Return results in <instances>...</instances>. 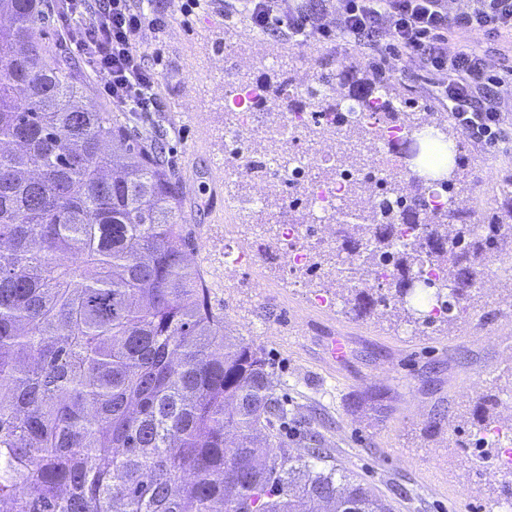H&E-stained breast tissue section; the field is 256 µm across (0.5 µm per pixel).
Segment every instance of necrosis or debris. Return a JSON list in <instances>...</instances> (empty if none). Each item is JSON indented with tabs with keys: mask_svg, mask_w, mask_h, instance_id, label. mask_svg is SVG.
Returning a JSON list of instances; mask_svg holds the SVG:
<instances>
[{
	"mask_svg": "<svg viewBox=\"0 0 512 512\" xmlns=\"http://www.w3.org/2000/svg\"><path fill=\"white\" fill-rule=\"evenodd\" d=\"M253 141L277 143V150L264 157L266 175L247 197L230 196L232 211H263L271 186L289 185L299 188L308 215L304 224L294 223L290 210L274 214L283 226V245L289 268L302 262L301 242L328 250L334 248V226L350 203L348 190L357 185H371L373 195L361 203L370 208L379 203V190L394 175H404L414 184L422 179L417 165L393 154L388 143H373L369 149L372 163L360 170L338 166L336 160L347 150L348 140L337 138L333 114L314 109L308 112H283L273 121L258 119L256 112L237 113L224 127V151L235 160H242L244 144Z\"/></svg>",
	"mask_w": 512,
	"mask_h": 512,
	"instance_id": "necrosis-or-debris-1",
	"label": "necrosis or debris"
}]
</instances>
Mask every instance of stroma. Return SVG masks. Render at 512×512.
Instances as JSON below:
<instances>
[{"label":"stroma","mask_w":512,"mask_h":512,"mask_svg":"<svg viewBox=\"0 0 512 512\" xmlns=\"http://www.w3.org/2000/svg\"><path fill=\"white\" fill-rule=\"evenodd\" d=\"M170 12L162 38L146 34V47L161 45L156 92L164 111L146 124L117 114L129 132L162 129L165 167L180 182L183 234L189 264L203 276L210 302L233 335L259 346L268 359L276 394L288 403L282 431L291 455H303L305 431L319 432L328 461L391 501L394 512H488L501 502L503 470L467 446L475 414L488 409L497 425L512 412V274L506 261L482 276L490 292L474 288L452 325L415 326L396 317L351 315L350 293L328 285L323 273L306 276L308 288L288 286L282 247L249 235L248 213L226 214L229 194H250L235 164L224 161V83H254L283 72L296 82L336 77L339 64L356 78L369 76L364 49L288 39L254 31L245 15L224 17V0H212L190 19L172 0H152ZM449 48H466L501 73L512 72V35L476 31L452 36ZM384 90L416 111L446 117L430 74L394 62ZM458 142L466 160L465 195L475 214L496 205L494 191L512 174V124L502 141L484 149L469 136ZM235 224L254 254V266L224 282V227ZM343 354L331 358V341ZM441 427H434L435 418Z\"/></svg>","instance_id":"obj_1"}]
</instances>
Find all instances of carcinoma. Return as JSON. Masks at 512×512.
<instances>
[{
	"label": "carcinoma",
	"instance_id": "cac0c4a2",
	"mask_svg": "<svg viewBox=\"0 0 512 512\" xmlns=\"http://www.w3.org/2000/svg\"><path fill=\"white\" fill-rule=\"evenodd\" d=\"M0 17V501L12 512H391L322 448L272 453L288 407L262 351L225 330L185 259L164 143L86 102L42 41L41 0H0ZM350 90L381 112L359 140L411 120L361 81ZM449 132L424 144L448 158L443 209L421 184L385 222L348 210L349 268L339 248L306 254L307 273L379 281L356 291L355 316L382 308L427 325L419 307L434 298L450 324L487 263L512 253V177L502 206L473 224ZM425 258L439 271L431 293L415 287Z\"/></svg>",
	"mask_w": 512,
	"mask_h": 512
}]
</instances>
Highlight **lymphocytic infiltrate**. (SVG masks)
<instances>
[{
    "mask_svg": "<svg viewBox=\"0 0 512 512\" xmlns=\"http://www.w3.org/2000/svg\"><path fill=\"white\" fill-rule=\"evenodd\" d=\"M244 10L253 27L289 38L362 42L365 32L368 66L376 77L387 74L390 59L401 58L436 75L441 99L448 101L454 124L476 142L496 143L504 123L495 96L501 78L469 50H452L454 33L485 30L512 34V0H470L449 12L446 0H327L318 7L289 6L287 0H226L225 16ZM63 38L84 56L100 79L102 92L123 112L149 115L163 111L156 92L159 73L147 52L145 32L162 33L170 18L146 14L135 0H59Z\"/></svg>",
    "mask_w": 512,
    "mask_h": 512,
    "instance_id": "f902f5d3",
    "label": "lymphocytic infiltrate"
}]
</instances>
